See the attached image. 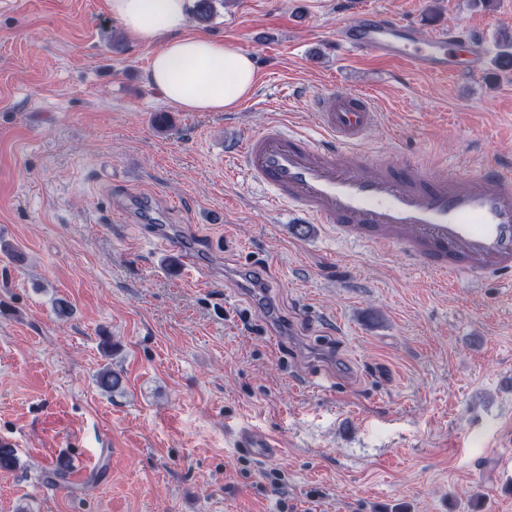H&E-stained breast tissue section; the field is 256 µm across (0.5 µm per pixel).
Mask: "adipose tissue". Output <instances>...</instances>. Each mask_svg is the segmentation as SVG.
I'll list each match as a JSON object with an SVG mask.
<instances>
[{"label": "adipose tissue", "instance_id": "adipose-tissue-1", "mask_svg": "<svg viewBox=\"0 0 512 512\" xmlns=\"http://www.w3.org/2000/svg\"><path fill=\"white\" fill-rule=\"evenodd\" d=\"M109 7L143 42L168 35L148 70L168 103L187 112H232L250 97L256 81L250 55L188 33L190 0H109Z\"/></svg>", "mask_w": 512, "mask_h": 512}]
</instances>
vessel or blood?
Instances as JSON below:
<instances>
[{
  "mask_svg": "<svg viewBox=\"0 0 512 512\" xmlns=\"http://www.w3.org/2000/svg\"><path fill=\"white\" fill-rule=\"evenodd\" d=\"M350 52L402 60L417 73L480 76L481 43L467 31L423 39L412 24L358 10L337 26ZM472 50L461 57L462 46ZM316 134L267 125L248 134L235 160L272 201L294 206L309 224L380 252L398 251L445 282L512 277V168L489 163L470 174L433 176L412 158L372 160L359 146L380 114L363 91L323 85L312 95Z\"/></svg>",
  "mask_w": 512,
  "mask_h": 512,
  "instance_id": "b4317fda",
  "label": "vessel or blood"
}]
</instances>
